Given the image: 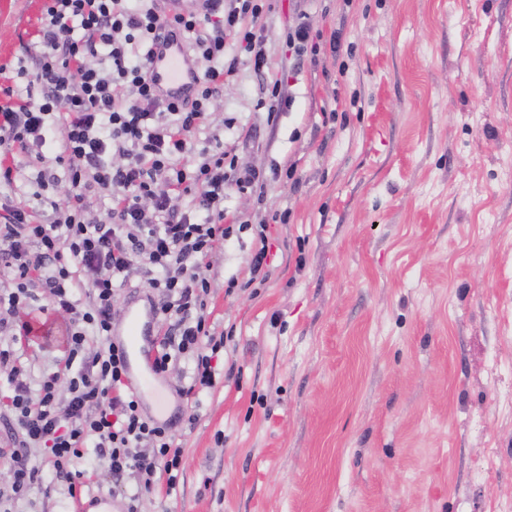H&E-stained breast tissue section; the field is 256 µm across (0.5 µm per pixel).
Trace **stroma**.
Wrapping results in <instances>:
<instances>
[{"mask_svg":"<svg viewBox=\"0 0 512 512\" xmlns=\"http://www.w3.org/2000/svg\"><path fill=\"white\" fill-rule=\"evenodd\" d=\"M267 64L239 55L199 145L223 136L264 196L229 193L238 223L202 267L209 323L231 331L215 385L159 374L183 456L139 512H512V0H270ZM41 0H0V103L39 97ZM306 11L317 53L287 35ZM340 38L332 50L328 35ZM282 80L288 107L258 100ZM41 165L0 182L39 207ZM266 224L267 277L250 278ZM21 378L57 371V344L17 339ZM42 480L0 512L127 508L93 447L79 498L45 449Z\"/></svg>","mask_w":512,"mask_h":512,"instance_id":"1","label":"stroma"}]
</instances>
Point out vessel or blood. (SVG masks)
Wrapping results in <instances>:
<instances>
[{
  "label": "vessel or blood",
  "mask_w": 512,
  "mask_h": 512,
  "mask_svg": "<svg viewBox=\"0 0 512 512\" xmlns=\"http://www.w3.org/2000/svg\"><path fill=\"white\" fill-rule=\"evenodd\" d=\"M152 79L166 98L182 101L194 96L197 87L195 72L179 40L168 41L158 48L152 66ZM151 336L150 313L129 308L125 328L120 332L118 341L125 351L133 390L137 396L150 395L159 403L163 395L155 384L151 366Z\"/></svg>",
  "instance_id": "1"
}]
</instances>
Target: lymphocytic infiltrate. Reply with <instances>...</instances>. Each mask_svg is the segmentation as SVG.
I'll use <instances>...</instances> for the list:
<instances>
[{"label": "lymphocytic infiltrate", "instance_id": "f902f5d3", "mask_svg": "<svg viewBox=\"0 0 512 512\" xmlns=\"http://www.w3.org/2000/svg\"><path fill=\"white\" fill-rule=\"evenodd\" d=\"M263 11V0H198L192 10L159 0H43L36 67L17 71L42 94L0 105V177L11 180L17 158H32L52 132L69 189L64 201L47 199L44 217L11 205L0 219V265L14 283L0 294V335H31L36 311L22 319L17 310L43 288L51 313L64 319L66 355L35 391L19 371L10 373V426L22 435L10 452L13 495L39 480L30 449H50L63 471L89 442L113 481L135 479L139 492L127 512H138L140 492L158 480L174 484L181 451L170 424L144 416L127 385L128 366L112 339L113 303L134 264L145 265L151 312L165 329L155 340V372H165L173 354L186 355L195 367L184 395L213 387V355L226 338L207 323L210 283L199 268L233 232L225 193L252 189L262 176L237 167L226 148H198L195 135L236 72L235 62L224 59L228 49L244 52L255 70L265 67L252 27ZM171 27L196 65L198 93L189 103L159 96L152 84L154 47ZM91 194L107 200L105 220L89 218ZM185 196L188 211L176 205ZM92 339L99 348L84 357ZM64 376L69 397L62 401L57 384Z\"/></svg>", "mask_w": 512, "mask_h": 512}]
</instances>
